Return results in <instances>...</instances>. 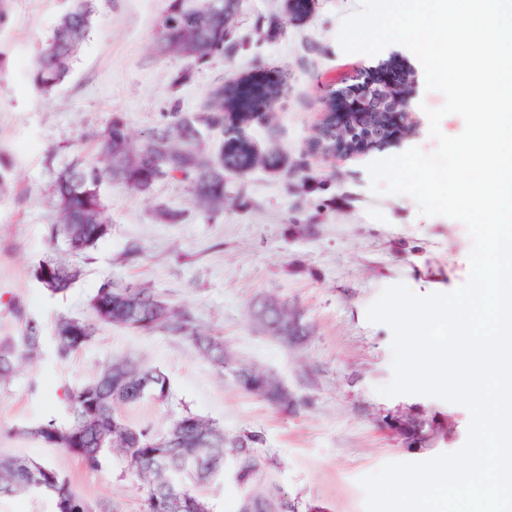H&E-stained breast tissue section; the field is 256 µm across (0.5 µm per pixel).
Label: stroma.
<instances>
[{
    "instance_id": "stroma-1",
    "label": "stroma",
    "mask_w": 512,
    "mask_h": 512,
    "mask_svg": "<svg viewBox=\"0 0 512 512\" xmlns=\"http://www.w3.org/2000/svg\"><path fill=\"white\" fill-rule=\"evenodd\" d=\"M168 4L97 0L68 78L49 91L34 86L29 72L71 0H16L0 28V338L21 333L10 311L14 302L39 319L47 337L59 316L91 317L89 298L109 277L152 289L200 331L223 337L236 360L277 375L301 405L287 414L244 392L186 338L104 326L68 359L45 350L0 386V454L50 464L107 512H142L141 482L124 473L119 454L92 471L66 449L7 433L32 421L65 420L64 389L80 388L110 357L130 355L160 369L172 390L167 403L129 409L132 422L160 429L188 409L227 432L263 434V479L246 490L221 479L204 486L213 512H236L243 493H262L270 479L297 512L314 505L364 512L359 478L387 462L455 451L467 438L470 416L462 406L378 394L392 376V333L366 318L386 287L402 282L420 295L448 292L468 275L465 225L421 216L407 196L374 195L367 171L370 162L412 147L433 151L425 110L444 98L426 90L420 63L403 46L374 56L341 50V19L358 0H313L297 20L286 0H239L223 56L194 68L180 55L155 50ZM386 62L415 74L407 133L348 156L313 151L330 92ZM188 67L191 79L176 82ZM260 78L281 83L282 92L255 113L245 133L257 154L276 153L279 164L225 175L222 210L199 203L181 181L157 182L146 193L106 181L110 235L77 258L50 241L48 227L58 221L57 171L74 158H96L97 135L113 117L136 138L169 122L173 111L194 115L228 80ZM162 208L181 212V219L164 222ZM46 257L76 261L83 274L65 293L49 295L33 277ZM266 301L288 303L306 337L285 345L267 335L254 317ZM420 410L452 415L447 444L407 449L382 423L387 413Z\"/></svg>"
}]
</instances>
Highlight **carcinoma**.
<instances>
[{
  "label": "carcinoma",
  "instance_id": "obj_1",
  "mask_svg": "<svg viewBox=\"0 0 512 512\" xmlns=\"http://www.w3.org/2000/svg\"><path fill=\"white\" fill-rule=\"evenodd\" d=\"M93 0H72L41 49L32 71L43 90L61 84L69 75L78 50L91 28ZM156 50L178 54L190 64L175 81L190 78L192 67L224 54V0H170L156 38ZM234 89H213L200 114L176 118L132 142L122 118L111 119L99 135L100 160L70 163L57 172L53 186L60 222L50 226V237L74 255L93 248L110 232L107 205L100 193L106 179L130 190L148 192L159 181L187 183L192 195L205 203H224V145L207 146L199 126L224 131V101ZM77 267L42 259L34 268L36 281L50 295L62 294L80 277ZM95 319L61 316L52 343L64 360L90 342L102 326L137 331L162 330L192 340L196 350L220 373L234 377L247 393L288 410L275 398L281 381L253 366L229 363L224 340L192 327L189 318L172 307L161 312L163 300L151 289L132 283L104 280L90 300ZM22 322L21 335L0 338V385L14 377L18 367L43 354L42 327L22 304L14 306ZM69 417L30 422L11 432L49 447L65 448L90 470L108 467L109 455L121 454L125 472L142 481L143 512H211L200 489L217 477H228L246 490L238 512H276L278 494L268 487L261 494L247 492L265 467L257 448L264 436L257 431L236 435L216 422L188 410L174 416L164 429L134 424L121 413L149 399L164 403L171 396L167 376L158 368L131 356L111 358L98 374L76 390L66 389ZM44 494L54 512H98L55 468L20 456L0 455V497Z\"/></svg>",
  "mask_w": 512,
  "mask_h": 512
}]
</instances>
